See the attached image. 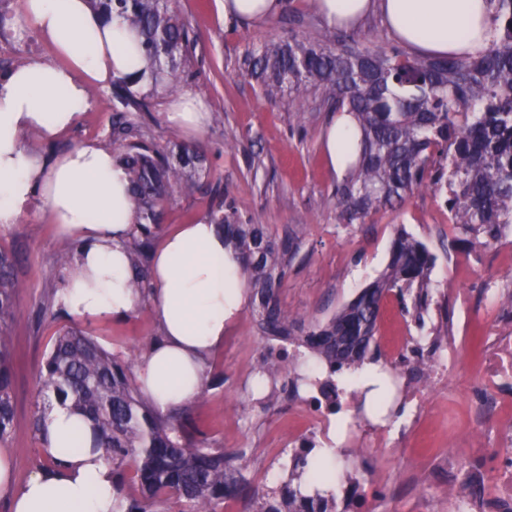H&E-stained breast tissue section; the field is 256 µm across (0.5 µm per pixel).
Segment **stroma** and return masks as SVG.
I'll list each match as a JSON object with an SVG mask.
<instances>
[{"instance_id":"1","label":"stroma","mask_w":512,"mask_h":512,"mask_svg":"<svg viewBox=\"0 0 512 512\" xmlns=\"http://www.w3.org/2000/svg\"><path fill=\"white\" fill-rule=\"evenodd\" d=\"M20 3L5 4L0 72L25 58L52 54L24 25ZM172 5L196 40L194 76L183 90L210 114L197 139L210 173L200 190L167 207L163 229L205 217L214 202L211 189L218 186L244 219L268 225L272 235L280 238L298 230L302 241L279 300L286 311L308 323L327 320L379 277L389 262L397 228L425 243L435 256L430 316L424 327H417L396 298L388 297L378 334L389 340L413 336L424 357L446 360L448 375L435 386L432 407L421 413L406 408L397 417V424L406 428L400 438L405 451L396 464L372 473L358 512H446L452 478L440 463L448 454L463 451L469 467L487 472L502 463L498 438L473 421L470 412L491 396L512 404V380L501 382L491 395L480 377L485 352L512 336V319H504L500 311L502 302L512 297V234L491 248H471L460 233L449 230L447 208L429 191L414 194L400 208L372 213L365 223L339 227L333 191L341 176L328 161L327 118L317 96L298 108L285 96L272 103L243 74L249 52L292 33L317 38L326 27L323 18L312 13L305 0H292L258 22L225 16L224 0H173ZM89 98L91 105L80 113L75 127L43 145L46 156L89 140L109 143L112 91L95 85ZM64 245L54 225L35 214L0 229V247L15 255L14 275L21 284L8 331L23 364L15 379L13 435L0 448L11 458L18 483L38 471L44 460V450L32 434L34 371L55 331L44 309L54 296ZM88 329L105 348L123 357L145 350L157 334L146 307L125 320L92 323ZM476 339L482 342L477 354L471 350ZM265 345L257 318L243 310L210 363L212 372L223 373V384L209 388L189 407L216 446L251 449L246 476L254 487L287 479L288 432L300 422L280 391L266 392L259 404L250 394Z\"/></svg>"}]
</instances>
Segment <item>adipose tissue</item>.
Segmentation results:
<instances>
[{"label": "adipose tissue", "mask_w": 512, "mask_h": 512, "mask_svg": "<svg viewBox=\"0 0 512 512\" xmlns=\"http://www.w3.org/2000/svg\"><path fill=\"white\" fill-rule=\"evenodd\" d=\"M329 24L358 27L378 13L389 33L416 54L474 55L488 43L484 0H308ZM23 15L53 59L33 56L0 76V228L28 214L48 217L76 240L79 254L57 306L84 322L121 321L150 301L158 334L142 354L138 383L163 412L201 395L209 362L247 299L245 278L224 233L207 222L164 233L153 254L149 299L128 288L124 243L137 222L124 167L105 144L87 141L47 158L25 148L37 131L49 142L67 134L88 104L89 86L134 74L142 58L120 20L105 21L87 0H22ZM50 456L62 467L15 483L0 456V496L12 512H120L112 469L91 446L92 435L70 410L47 415Z\"/></svg>", "instance_id": "adipose-tissue-1"}]
</instances>
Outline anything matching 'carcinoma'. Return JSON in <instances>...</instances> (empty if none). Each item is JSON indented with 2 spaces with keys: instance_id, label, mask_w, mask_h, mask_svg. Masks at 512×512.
I'll list each match as a JSON object with an SVG mask.
<instances>
[{
  "instance_id": "obj_1",
  "label": "carcinoma",
  "mask_w": 512,
  "mask_h": 512,
  "mask_svg": "<svg viewBox=\"0 0 512 512\" xmlns=\"http://www.w3.org/2000/svg\"><path fill=\"white\" fill-rule=\"evenodd\" d=\"M494 5V34L474 57H410L396 47L359 44L354 31L335 26L315 42L291 36L253 53L251 75L265 96L283 93L301 100L320 96L328 113L346 114L356 128V158L336 187L339 223L363 224L380 208H394L430 190L444 197L448 219L487 248L512 228V0ZM91 8L127 25L140 45L143 67L131 80L112 82L115 113L110 140L131 180L130 203L138 223L126 243L133 276L129 287L150 288V255L165 210L178 193L191 194L208 172L207 157L195 144L159 143L140 133L151 99L177 87L188 70L193 42L171 0H89ZM208 213L238 251L251 294V307L269 336H288L329 368L349 375L378 352L372 341L384 298L395 293L423 327L432 303L429 273L435 258L427 246L397 234L386 271L324 323L305 325L285 311L278 291L288 262L300 248L291 231L277 239L265 224L242 219L219 192ZM77 248L65 249L57 288L74 269ZM14 255L0 248V445L12 435L14 355L6 321L13 315L20 284ZM267 360L256 368L257 386L295 388L292 358ZM136 360L117 358L89 332L60 327L37 372L38 400L33 432L44 441L45 400L69 408L88 422L106 461L123 512H155L174 498L188 512H216L215 505L247 490V449L213 447L203 424L187 413L162 414L133 384ZM329 475L309 452L293 455L288 480L253 492L252 512H336V498L313 497L296 480L304 472Z\"/></svg>"
}]
</instances>
